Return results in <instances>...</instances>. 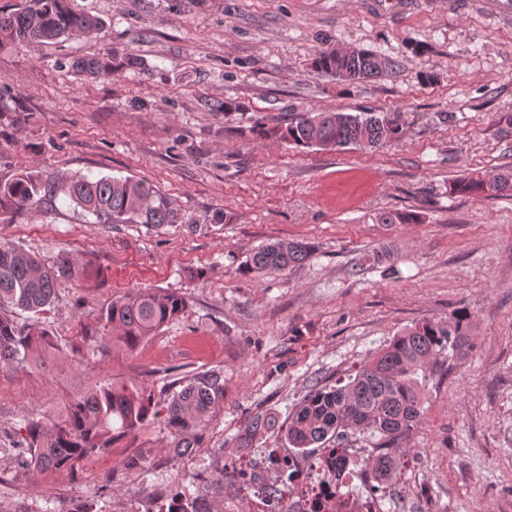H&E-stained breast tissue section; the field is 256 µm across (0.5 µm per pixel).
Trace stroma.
Listing matches in <instances>:
<instances>
[{
    "label": "stroma",
    "instance_id": "stroma-1",
    "mask_svg": "<svg viewBox=\"0 0 512 512\" xmlns=\"http://www.w3.org/2000/svg\"><path fill=\"white\" fill-rule=\"evenodd\" d=\"M499 0H74L101 32L0 48V180L134 177L171 207L169 224H97L65 198L0 219L45 263L92 262L60 282L42 319L63 348L46 370H0V512H68L96 493L108 512L155 500L248 456L235 438L255 413L278 424L316 383L359 369L395 334L470 313L469 342L423 383L425 414L401 448L396 488L352 498L375 512H512V197L449 194L458 176L512 167V13ZM420 43L424 54H413ZM399 61L359 83L317 73L321 48ZM111 56L109 76L78 61ZM236 108L225 111V103ZM398 112L401 139L370 150L303 148L260 137L290 113ZM413 211L418 224H385ZM301 240L302 264L240 271L257 246ZM388 251L394 270L368 261ZM178 291L187 308L132 352L72 345L112 296ZM218 369L224 403L191 454L161 423L118 438L85 477L46 483L6 454L23 418L56 414L104 382L163 398L170 378ZM158 454L149 471L119 461ZM154 448H141L139 451L124 457L119 466L126 472H142L148 470L153 465Z\"/></svg>",
    "mask_w": 512,
    "mask_h": 512
}]
</instances>
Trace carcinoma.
<instances>
[{"label": "carcinoma", "instance_id": "carcinoma-1", "mask_svg": "<svg viewBox=\"0 0 512 512\" xmlns=\"http://www.w3.org/2000/svg\"><path fill=\"white\" fill-rule=\"evenodd\" d=\"M102 28V21L75 9L71 0H16L0 8V47L6 44H42L63 36H88ZM321 74L357 82L379 77L397 68V62L374 52L358 49L341 55L332 48L319 51L312 61ZM90 74L105 77L112 71L108 57H91L77 63ZM403 133L398 112H299L285 125L262 128L297 147L376 148L397 140ZM452 194L484 199L512 192V169L474 173L453 180ZM64 194L97 224H167L171 211L155 187L131 178H92L73 175L62 180L42 179L26 169L0 181V216L38 207ZM385 224H418L415 212H394L382 218ZM310 255L302 241L277 240L255 249L241 265L246 272L275 274L303 263ZM97 274L87 262L68 256L47 265L34 254L9 242H0V369L28 372L47 367L56 351L50 331L35 320L21 323L12 313L40 315L51 307L62 279L85 280ZM185 298L169 289H138L112 297L98 316V329L91 336L99 347L118 345L133 351L148 337L185 311ZM468 315L457 314L448 322L427 321L394 336L357 372L333 384H316L288 414L284 438L295 454L267 448L266 435L275 420L257 413L246 423L238 440L242 448L260 449L252 473L239 476L259 479V470L274 466L275 479L263 484L266 512H315L295 510L285 503L283 487L293 489L299 481L300 462L309 449L318 448L317 462L309 469L329 482L338 501L346 507L349 494L343 488L359 478L379 485L395 484L404 475L408 455L401 442L422 421L425 400L419 373L433 371L437 362L463 350L468 344ZM224 402V374L219 370L197 372L174 380L169 386L165 417L175 441L172 452L183 455L195 446L199 431ZM153 392L140 384L106 383L73 396L61 413L46 419L28 418L13 441L12 457L18 467L40 478L83 476L84 460L103 454L113 441L139 431L160 414ZM361 437L373 448L359 465L351 458L350 439ZM155 449L142 448L119 466L126 472H142L153 465ZM216 469L209 480L184 490L171 508L158 512H223L224 472Z\"/></svg>", "mask_w": 512, "mask_h": 512}]
</instances>
